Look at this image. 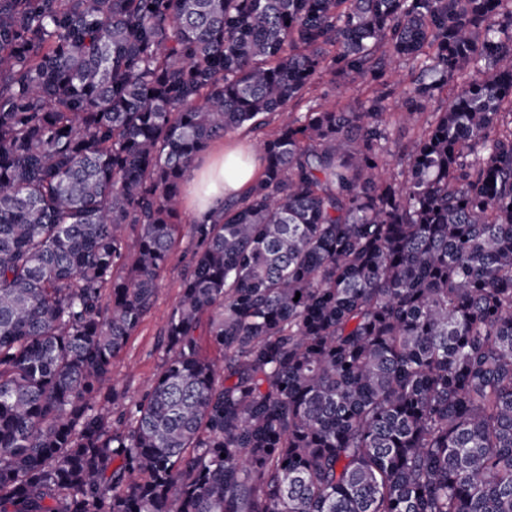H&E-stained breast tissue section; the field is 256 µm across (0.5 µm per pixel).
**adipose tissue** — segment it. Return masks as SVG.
<instances>
[{
  "mask_svg": "<svg viewBox=\"0 0 512 512\" xmlns=\"http://www.w3.org/2000/svg\"><path fill=\"white\" fill-rule=\"evenodd\" d=\"M256 173L251 154L217 149L214 159L204 168L190 171L186 180L196 220L209 219L224 199L241 195Z\"/></svg>",
  "mask_w": 512,
  "mask_h": 512,
  "instance_id": "ef3b65f1",
  "label": "adipose tissue"
}]
</instances>
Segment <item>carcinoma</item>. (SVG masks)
Returning <instances> with one entry per match:
<instances>
[{"mask_svg":"<svg viewBox=\"0 0 512 512\" xmlns=\"http://www.w3.org/2000/svg\"><path fill=\"white\" fill-rule=\"evenodd\" d=\"M402 64L454 86L399 179L384 97L295 112ZM275 112L126 401L195 157ZM0 512H512V0H0Z\"/></svg>","mask_w":512,"mask_h":512,"instance_id":"obj_1","label":"carcinoma"}]
</instances>
